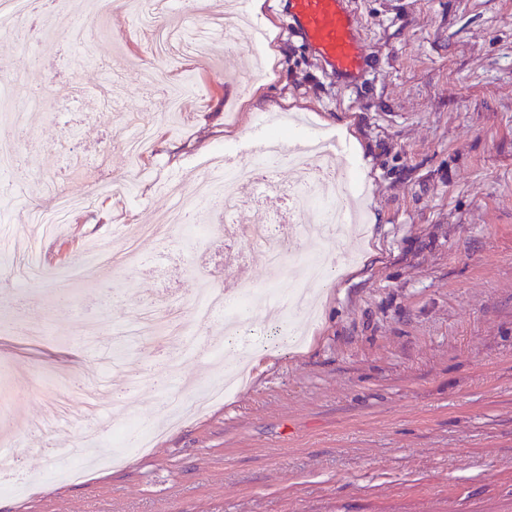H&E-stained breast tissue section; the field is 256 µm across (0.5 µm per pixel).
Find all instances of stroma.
<instances>
[{"label": "stroma", "instance_id": "35a3bbf8", "mask_svg": "<svg viewBox=\"0 0 512 512\" xmlns=\"http://www.w3.org/2000/svg\"><path fill=\"white\" fill-rule=\"evenodd\" d=\"M84 3L45 22L42 65L25 42L0 41V80L24 76L11 96L47 102L0 129L23 157L0 174V239L13 245L0 258V421L14 429L0 446L31 485L0 492V512H512V0H350L367 62L349 87L293 33L288 0L250 12L234 47L216 36L200 56L155 66L127 0H112L91 50L140 65L120 72L109 104L103 70L75 64ZM230 11L166 0L159 20L216 30ZM256 23L267 39L251 37ZM231 61L235 74L214 81ZM298 117V137L347 141L358 232L296 240L295 265L273 271L267 243L225 237L220 208L195 212L194 226L214 229L200 242L167 223L180 198L217 181L202 159H245L250 130ZM143 125L154 135L136 162L124 143ZM106 177L125 193L99 192ZM58 194L93 205L41 244L43 263L71 264L90 241L117 262L33 283L18 270L36 233L28 213ZM314 253L343 254L348 273L311 284L309 313L268 319ZM243 283L257 296L239 352L263 360L230 398L194 411L181 383L223 373V315L207 330L210 357L182 358L173 376L157 334L127 345L118 331L169 294L190 302L202 286ZM31 319L42 336L22 335ZM88 376L132 397L140 425H162L148 451L113 414L36 451L30 422ZM99 445L123 465L54 482Z\"/></svg>", "mask_w": 512, "mask_h": 512}]
</instances>
